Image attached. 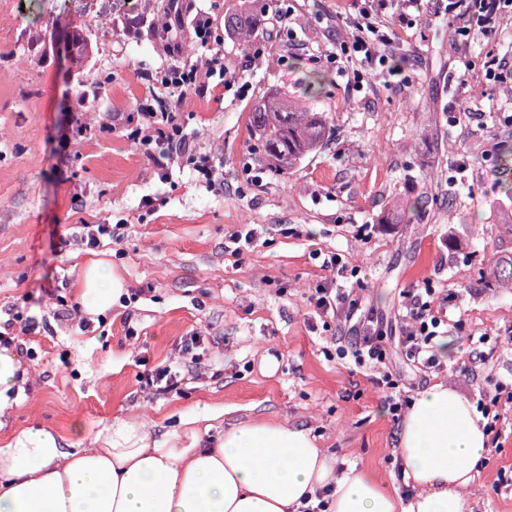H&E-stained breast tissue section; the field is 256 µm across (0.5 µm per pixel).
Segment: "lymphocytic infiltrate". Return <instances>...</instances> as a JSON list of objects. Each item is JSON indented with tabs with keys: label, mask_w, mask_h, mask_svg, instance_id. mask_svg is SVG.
I'll return each instance as SVG.
<instances>
[{
	"label": "lymphocytic infiltrate",
	"mask_w": 512,
	"mask_h": 512,
	"mask_svg": "<svg viewBox=\"0 0 512 512\" xmlns=\"http://www.w3.org/2000/svg\"><path fill=\"white\" fill-rule=\"evenodd\" d=\"M390 0H363L355 31L342 42L336 53L330 54L333 63H342L362 57L373 71H380L397 49L396 24L408 23L407 6L417 0H406L405 8L396 13L394 26L378 24L377 19L389 7ZM512 0H436L435 17L447 18L459 41H467L473 34H488L494 23L508 9ZM161 94L153 95L139 114L142 122L135 131L140 149L159 175H166L176 158H186L197 180L212 192L224 189V172L213 164L210 157L196 154L189 133L185 132L186 119L177 112L170 97L190 91L239 89L248 92V84L226 67L224 57L214 54L206 66H171L162 79ZM435 291L431 288H408L401 292V306L407 321L401 328L400 344L408 361L420 369L439 368L433 353L434 341L441 334L445 318L434 311ZM307 300L318 316L352 323L355 339L339 347V358L350 359L356 367L373 371L376 383L383 390L393 416H400L410 400L401 390L399 379L388 367L389 351L382 323L372 310L363 307L359 299L345 288L321 285L308 295Z\"/></svg>",
	"instance_id": "f902f5d3"
}]
</instances>
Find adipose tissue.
<instances>
[{"mask_svg": "<svg viewBox=\"0 0 512 512\" xmlns=\"http://www.w3.org/2000/svg\"><path fill=\"white\" fill-rule=\"evenodd\" d=\"M122 279L103 262L78 280L80 305L96 315L118 304ZM32 375L0 348V410ZM486 421L448 382L418 392L396 433L395 456L414 495L404 500L374 474L340 463L310 427L252 420L172 434L151 423H119L85 448L28 426L0 445V512H299L304 497L330 489L328 512H473L471 486L489 448Z\"/></svg>", "mask_w": 512, "mask_h": 512, "instance_id": "ef3b65f1", "label": "adipose tissue"}]
</instances>
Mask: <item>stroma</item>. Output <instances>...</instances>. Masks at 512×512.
Returning a JSON list of instances; mask_svg holds the SVG:
<instances>
[{
    "label": "stroma",
    "mask_w": 512,
    "mask_h": 512,
    "mask_svg": "<svg viewBox=\"0 0 512 512\" xmlns=\"http://www.w3.org/2000/svg\"><path fill=\"white\" fill-rule=\"evenodd\" d=\"M288 4L295 39L264 35L257 60L237 40L221 46L251 84L246 97L189 93L177 103L197 153L224 168L215 193L186 167L160 180L129 136L149 94L141 73L172 59L148 32H124L123 0H100L94 18L62 0H0V324L21 311L32 327L14 328L15 342L37 354L35 381L0 411V443L35 422L68 438L76 419L86 438L145 420L161 440L187 417L301 421L331 456L395 485L398 423L372 373L335 357L347 326L324 324L305 303L329 281L390 321L402 289L444 298L445 370L410 367L398 336L389 340V367L409 393L443 378L475 404L512 384V288H488L480 275L512 255L500 231L512 216V14L464 49L446 21L414 12L400 32L402 74L380 79L357 58L325 61L353 31L352 0ZM490 55L505 78H486ZM268 93L327 113L333 126L324 148L282 176L264 171L249 134L252 105ZM76 118L95 135L75 139ZM86 224L118 225L121 238L89 246ZM243 224L259 240L236 255L225 245ZM318 250L358 267L360 285L321 268ZM91 260L132 300L100 319L63 316L52 293L65 289L77 304ZM193 334L205 351L184 395L142 388L139 360L175 364ZM484 336L496 344L482 363ZM499 413L500 446L488 448L470 492L474 512H512V486L499 483L512 473V406Z\"/></svg>",
    "instance_id": "35a3bbf8"
}]
</instances>
